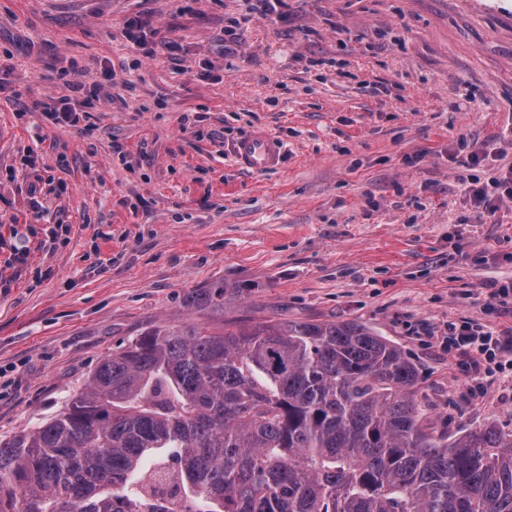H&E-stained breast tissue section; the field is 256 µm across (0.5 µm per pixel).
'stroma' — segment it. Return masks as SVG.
I'll return each mask as SVG.
<instances>
[{"instance_id":"35a3bbf8","label":"stroma","mask_w":512,"mask_h":512,"mask_svg":"<svg viewBox=\"0 0 512 512\" xmlns=\"http://www.w3.org/2000/svg\"><path fill=\"white\" fill-rule=\"evenodd\" d=\"M246 9L0 0V438L55 415L147 323L194 320L184 295L220 279L255 287L230 314L357 322L401 346L436 431L512 434V371L471 390L446 345L453 323L512 328L486 306L512 281V200L486 216L460 164L482 155L484 180L512 166V0ZM132 19L170 49L145 56ZM107 66L93 133L24 112ZM256 130L282 147L260 173L233 154Z\"/></svg>"}]
</instances>
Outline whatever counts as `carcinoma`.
<instances>
[{
	"label": "carcinoma",
	"instance_id": "carcinoma-1",
	"mask_svg": "<svg viewBox=\"0 0 512 512\" xmlns=\"http://www.w3.org/2000/svg\"><path fill=\"white\" fill-rule=\"evenodd\" d=\"M150 323L0 440V512H512V435H434L402 349L357 323Z\"/></svg>",
	"mask_w": 512,
	"mask_h": 512
}]
</instances>
